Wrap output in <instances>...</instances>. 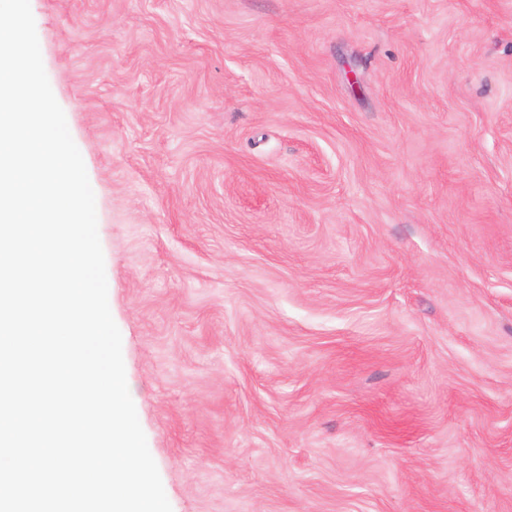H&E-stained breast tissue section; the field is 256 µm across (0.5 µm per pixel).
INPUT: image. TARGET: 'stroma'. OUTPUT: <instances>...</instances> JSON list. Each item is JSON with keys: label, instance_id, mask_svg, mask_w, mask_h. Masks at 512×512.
Instances as JSON below:
<instances>
[{"label": "stroma", "instance_id": "1", "mask_svg": "<svg viewBox=\"0 0 512 512\" xmlns=\"http://www.w3.org/2000/svg\"><path fill=\"white\" fill-rule=\"evenodd\" d=\"M172 512H512V0H30Z\"/></svg>", "mask_w": 512, "mask_h": 512}]
</instances>
